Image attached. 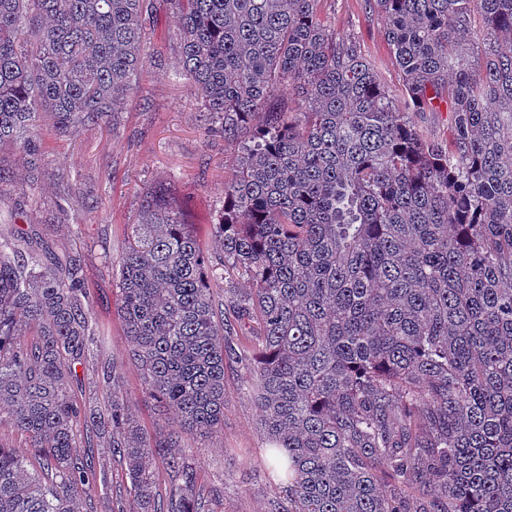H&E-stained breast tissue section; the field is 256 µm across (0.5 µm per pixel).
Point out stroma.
Masks as SVG:
<instances>
[{
    "label": "stroma",
    "instance_id": "35a3bbf8",
    "mask_svg": "<svg viewBox=\"0 0 512 512\" xmlns=\"http://www.w3.org/2000/svg\"><path fill=\"white\" fill-rule=\"evenodd\" d=\"M324 22L358 37L382 82L400 91L401 77L384 41L383 25L363 0H321ZM179 24L171 6L161 10L148 43L136 88L114 117L61 133L51 117L38 128L42 167L36 183L8 190L6 210L16 222L0 221V232L27 233L43 249L80 258L85 286L94 299L92 322L104 337L94 357L77 367L73 393L79 403L106 411L110 395L99 383L101 366L122 372L134 416L151 435L176 430L171 415L144 398L140 372L129 358L131 342L117 315L114 278L142 195L166 187L213 256L221 248L208 231L224 203V170L239 144L208 129L196 96L179 74ZM250 368L224 367V427L188 442L198 485L209 512H267L281 491L271 479L259 428V411L248 393Z\"/></svg>",
    "mask_w": 512,
    "mask_h": 512
}]
</instances>
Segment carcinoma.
<instances>
[{
  "instance_id": "1",
  "label": "carcinoma",
  "mask_w": 512,
  "mask_h": 512,
  "mask_svg": "<svg viewBox=\"0 0 512 512\" xmlns=\"http://www.w3.org/2000/svg\"><path fill=\"white\" fill-rule=\"evenodd\" d=\"M319 2L170 0L207 125L253 132L224 172L218 259L164 191L142 197L119 312L181 430L148 437L101 372L112 405L94 423L133 491L112 512H202L184 435L223 428L224 362L246 358L289 512H512V0H365L398 96ZM157 9L0 0V150L29 177L43 115L69 130L116 112ZM283 85L296 107L271 104ZM443 106L445 141L414 121ZM213 265L249 292L217 304ZM99 344L80 259L0 237V410L42 463L0 441V512H79L107 486L75 452L70 387Z\"/></svg>"
}]
</instances>
